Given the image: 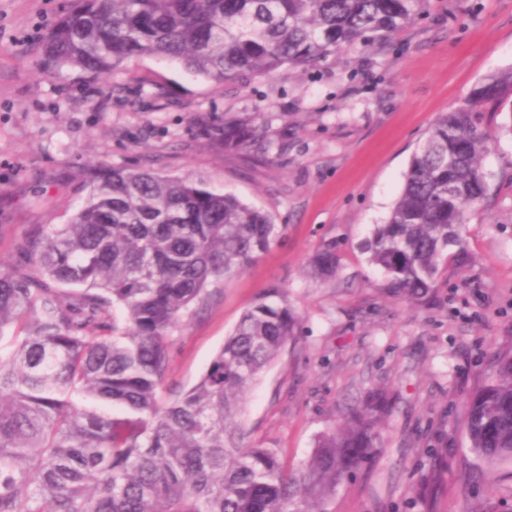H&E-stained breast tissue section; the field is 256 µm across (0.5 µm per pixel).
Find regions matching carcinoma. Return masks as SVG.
<instances>
[{"label":"carcinoma","instance_id":"carcinoma-1","mask_svg":"<svg viewBox=\"0 0 512 512\" xmlns=\"http://www.w3.org/2000/svg\"><path fill=\"white\" fill-rule=\"evenodd\" d=\"M423 0H72L39 64L107 77L140 56L217 83L310 68L385 40ZM512 112V68L444 113L413 154L404 189L367 239L397 299L421 301L465 246L488 193V113ZM195 137L224 153L263 144L261 114L203 112ZM65 224H33L0 263V512H326L378 448L387 396L373 392L302 467L244 443V399L295 341L300 319L271 289L245 310L200 378L163 397L173 332L277 236L271 218L201 180L100 163ZM336 245L309 263L336 276ZM469 450L512 462V351L465 400Z\"/></svg>","mask_w":512,"mask_h":512}]
</instances>
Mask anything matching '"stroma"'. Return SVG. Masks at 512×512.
I'll use <instances>...</instances> for the list:
<instances>
[{"mask_svg":"<svg viewBox=\"0 0 512 512\" xmlns=\"http://www.w3.org/2000/svg\"><path fill=\"white\" fill-rule=\"evenodd\" d=\"M67 0H0V260L32 224H63L91 163L141 165L234 194L283 226L269 251L177 329L167 386L197 381L241 314L280 288L300 333L248 393L246 442L302 465L317 438L369 391L392 394L381 448L328 512H512V464L467 448L464 399L512 350V114L492 118L486 201L428 299L390 297L363 244L399 197L436 119L512 67V0H424L388 43L317 67L217 84L157 57L101 84L38 68ZM264 115L269 149L220 154L193 140L200 112ZM335 243L338 271L307 264Z\"/></svg>","mask_w":512,"mask_h":512,"instance_id":"35a3bbf8","label":"stroma"}]
</instances>
